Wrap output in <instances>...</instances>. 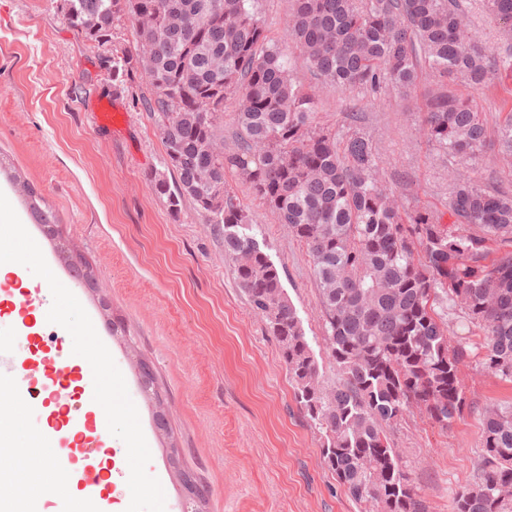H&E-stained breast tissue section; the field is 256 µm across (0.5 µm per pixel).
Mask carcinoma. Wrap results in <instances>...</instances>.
<instances>
[{
  "instance_id": "obj_1",
  "label": "carcinoma",
  "mask_w": 512,
  "mask_h": 512,
  "mask_svg": "<svg viewBox=\"0 0 512 512\" xmlns=\"http://www.w3.org/2000/svg\"><path fill=\"white\" fill-rule=\"evenodd\" d=\"M69 27L92 47L98 68L145 90L138 101L158 128L166 172L151 179L178 213L191 202L217 225L236 284L279 345L294 397L321 434L329 469L361 512H427L385 427L423 408L446 430L465 405L458 371L468 351L448 343V314L484 330L482 365L512 382V254L490 257V241L512 240V195L469 175L448 186V214L404 206L384 184L372 136L315 120L316 95L294 81L271 42L258 0H64ZM288 40L320 83L411 96L421 77L443 89L422 105L421 131L441 153L475 161L487 120L478 105L445 89H474L512 69V0H482L501 22L497 52L469 28L460 0H294ZM127 20L135 43L116 40ZM236 104L238 145L224 152V102ZM512 162V113L497 127ZM236 173L255 198L303 241L324 322L322 368L277 267L229 185ZM31 209L51 238L52 212ZM479 481L456 492L453 512H512V405L486 411Z\"/></svg>"
}]
</instances>
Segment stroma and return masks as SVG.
<instances>
[{"label": "stroma", "mask_w": 512, "mask_h": 512, "mask_svg": "<svg viewBox=\"0 0 512 512\" xmlns=\"http://www.w3.org/2000/svg\"><path fill=\"white\" fill-rule=\"evenodd\" d=\"M62 0H0V256H21L20 270L0 268V282L17 279L35 306L44 350L50 332L67 339L73 366L108 356L112 387L138 423L114 419L112 447L147 449L163 496L138 501V512L184 504L164 454L176 448L180 468L206 484L207 512H360L321 455V440L294 397L276 340L250 310L224 258L214 225L192 207L171 212L151 177L165 157L153 121L135 103L136 85L100 83L97 51L69 29ZM454 93L480 102L489 125L512 111V71L481 90L450 83ZM109 99L128 115L113 131L95 109ZM359 113L382 161L386 184L407 203L443 208L448 160L418 133L421 114L402 93L373 96L323 88L316 119L340 130ZM475 175L481 185L512 193V167L488 138ZM227 180L277 267L282 285L322 365L337 381L323 341L313 264L303 242L256 199L236 174ZM53 211L60 235L89 262L97 290H68L71 276L28 208L31 196ZM139 340L138 355L113 337L110 323ZM20 323L8 293L0 294V329L9 331L7 365L34 379L38 359L17 336ZM470 352L459 366L467 406L440 429L414 407L388 427L428 512H451L461 487L481 473L482 423L487 409L512 405V382L485 370L478 354L484 332L450 336ZM152 362L170 422L157 432L154 408L137 383V361Z\"/></svg>", "instance_id": "obj_1"}]
</instances>
